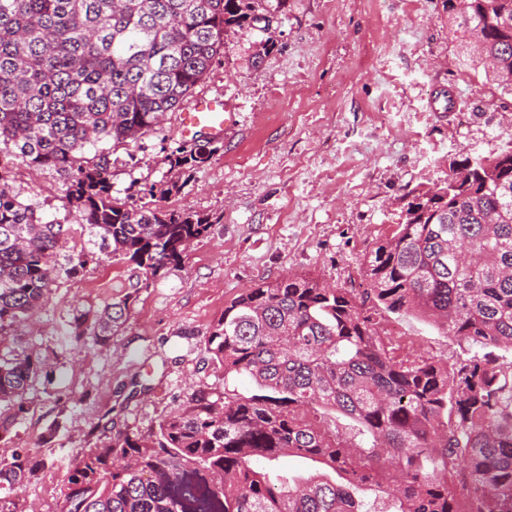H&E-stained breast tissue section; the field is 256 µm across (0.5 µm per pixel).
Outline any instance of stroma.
Returning <instances> with one entry per match:
<instances>
[{"instance_id": "35a3bbf8", "label": "stroma", "mask_w": 512, "mask_h": 512, "mask_svg": "<svg viewBox=\"0 0 512 512\" xmlns=\"http://www.w3.org/2000/svg\"><path fill=\"white\" fill-rule=\"evenodd\" d=\"M274 14L268 57L255 56L259 28L225 34L195 95L222 100L236 120L211 160L161 201L208 217L209 234L143 281L109 256L60 279L17 344L57 368L52 386L31 390L32 410L14 438L0 444V459L25 448L36 460L20 491L26 512H60L83 449L147 432L196 391L223 386L204 340L232 299L291 274L359 285L366 245L394 230L414 194L465 158L512 148V95L479 63H460L444 0H286ZM450 90L458 111L431 109V97ZM183 142L171 112L159 130L114 150L113 196L149 202L150 187L171 179L168 156ZM11 186L43 221L79 223L55 171L16 168ZM126 294L130 315L109 346L68 344L75 310ZM383 323L419 354L466 351L430 319L389 314Z\"/></svg>"}]
</instances>
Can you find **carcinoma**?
<instances>
[{
    "label": "carcinoma",
    "mask_w": 512,
    "mask_h": 512,
    "mask_svg": "<svg viewBox=\"0 0 512 512\" xmlns=\"http://www.w3.org/2000/svg\"><path fill=\"white\" fill-rule=\"evenodd\" d=\"M445 3L463 56L470 33L483 31L499 63L486 77L512 94V0ZM267 5L0 0V145L12 147L0 156L1 444L30 412L32 388L54 382L45 358L11 344L58 277L104 254L154 277L209 233L194 212L113 197L112 148L180 107L226 29L270 30ZM212 144L178 146L170 169L206 164ZM16 164L59 172L84 221L87 243L61 266L68 230L19 199L9 185ZM362 276L357 290L293 274L233 299L205 335L224 389L198 392L146 435L80 453L61 512H512V363L494 355L512 348V149L466 158L443 185L415 194L391 235L366 247ZM131 299L74 314L70 342L108 344ZM387 313L433 319L467 357L398 351L377 333ZM243 375L256 392L238 391ZM287 454L330 472L273 474ZM31 472L26 452L0 460V512H25L19 492Z\"/></svg>",
    "instance_id": "1"
}]
</instances>
